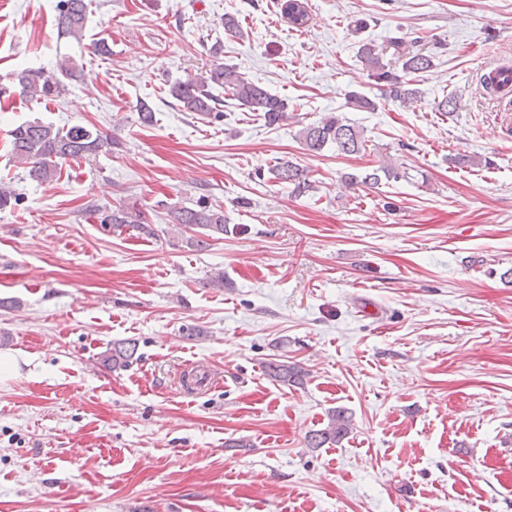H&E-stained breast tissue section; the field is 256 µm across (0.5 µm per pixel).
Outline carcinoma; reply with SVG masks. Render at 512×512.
<instances>
[{
	"instance_id": "cac0c4a2",
	"label": "carcinoma",
	"mask_w": 512,
	"mask_h": 512,
	"mask_svg": "<svg viewBox=\"0 0 512 512\" xmlns=\"http://www.w3.org/2000/svg\"><path fill=\"white\" fill-rule=\"evenodd\" d=\"M57 28L61 37L81 40L84 36L89 10L88 0H59L57 5ZM280 11L295 28L301 29L310 22L304 0H280ZM359 61L367 75L380 86L388 98L403 106L418 98L419 91L413 87L411 76L428 71L432 55L418 49V40L396 38L387 45H378L368 40L357 50ZM82 65L71 57L59 61L57 71L42 68L26 69L0 77V95L15 94L26 100H48L65 91L66 84L76 80ZM224 89L229 99L252 112H260L269 126L288 120V102L269 93L261 85L249 80L237 66L224 63L212 65L207 76L201 78L189 74L169 87L170 95L186 112L209 115L215 110L217 98L213 87ZM346 104L357 111H373L376 103L358 91L347 94ZM12 156L15 162L27 169L28 177L40 184L49 183L61 174L64 164L86 159L102 151H109L118 142L108 135L92 131L79 124L58 128L41 121H27L16 126L10 134ZM299 138L312 153H320L327 147L336 148V153L352 156L368 149V140L362 131L340 115H328L320 122L308 125L299 131ZM270 172L279 182L288 185L291 192L303 196L314 191L308 174L287 161L278 160ZM407 177V172L386 161L361 176H348L350 185L378 188L382 180L398 181ZM170 223L180 226L183 233L194 232L187 244L198 251L212 246V242L226 232L224 211L202 201L196 207L173 206L168 211ZM100 223L114 228L131 227L147 236L155 235L146 213L135 205H121L109 209L100 216ZM136 353V343L119 341L105 351L102 362L112 370L128 366ZM267 375L275 381L291 384L301 381L302 371L288 362H271L266 366ZM352 416L343 409L329 412L325 428L307 435L310 448H320L327 443H338L350 433Z\"/></svg>"
}]
</instances>
